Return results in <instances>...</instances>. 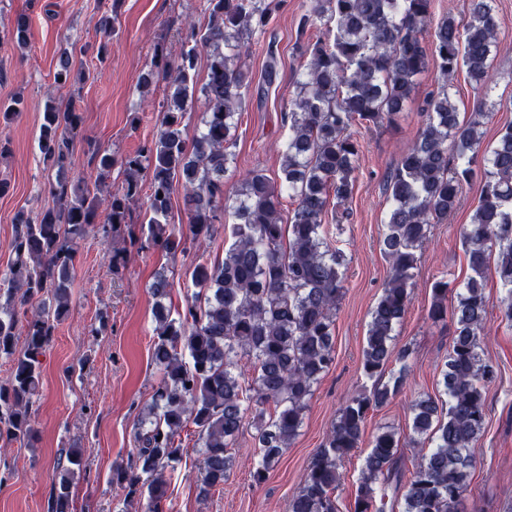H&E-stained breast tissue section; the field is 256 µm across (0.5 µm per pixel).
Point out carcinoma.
Returning <instances> with one entry per match:
<instances>
[{"label":"carcinoma","mask_w":512,"mask_h":512,"mask_svg":"<svg viewBox=\"0 0 512 512\" xmlns=\"http://www.w3.org/2000/svg\"><path fill=\"white\" fill-rule=\"evenodd\" d=\"M122 3L111 0L110 14L102 19L107 39L115 32ZM276 7L275 0H206V26L191 27L174 56L159 55L154 68L141 75V89L163 78L169 93L155 138L124 161L121 189L107 198L92 197L59 179L50 186L57 205L34 218L23 211L15 217L9 276L0 281V357L11 362L8 376L0 380V439L9 442L31 436L39 356L68 311L75 245L96 223L100 206L112 230L132 226L130 203L140 193L139 174L150 170L149 217L141 235L173 256L186 251L189 241H211L224 212L235 218L234 241L224 258L199 263L190 272L198 291L178 317L160 303L170 286L167 275L157 274L151 284L159 299L152 358L162 379L135 423L136 456L112 470V482L125 486L128 498L146 499L144 512H163L165 473L181 461L176 438L187 425L198 434L204 493L227 479L248 414L256 419V484L265 481L298 435L314 386L335 359L345 257L328 244L324 220L329 199L342 203L354 188L362 145L352 127L395 121L429 63L421 35L432 22V0H313L300 30L321 22L327 36L310 50L296 82L280 185L255 170L226 197L224 176L235 157L243 90L251 83L242 56L251 40L264 37ZM468 11L464 25L452 16L436 24L435 63L448 80L463 69L471 81L487 86L498 39L493 0H469ZM201 48L210 51V63L198 86L194 71ZM195 101L203 112L191 133L182 119ZM485 117L481 110L459 120L448 88H440L428 101L423 129L387 179L391 208L380 244L389 275L371 311L362 372L377 379L393 358L400 364L398 375L392 386L376 387L340 409L325 443L304 469L288 512H336L344 459L361 444L369 412L397 395L406 380L409 350L394 351L393 341L411 302L418 250L431 225L457 210L463 186L477 182L478 206L462 230L470 274L451 308L448 281H435L427 313L434 323L454 325L440 380L448 408L422 393L411 403L409 437L379 428L354 501V512H384L388 506L398 512H465L472 449L485 426L486 390L497 377L481 347L487 319L484 282L491 269L504 289V315L512 321V124L488 146ZM81 122L73 106L47 107L37 138L44 163L60 172L68 167ZM178 186L189 216L186 235L169 225ZM286 196L294 208L289 223L282 224ZM44 292L54 307L34 305ZM21 321L25 343L20 348ZM244 360L253 371L247 387L240 381ZM270 403L274 412L268 415ZM426 439L433 448L418 455L411 477L403 480L400 448ZM56 469L61 476L49 512H72L70 469L61 460Z\"/></svg>","instance_id":"cac0c4a2"}]
</instances>
